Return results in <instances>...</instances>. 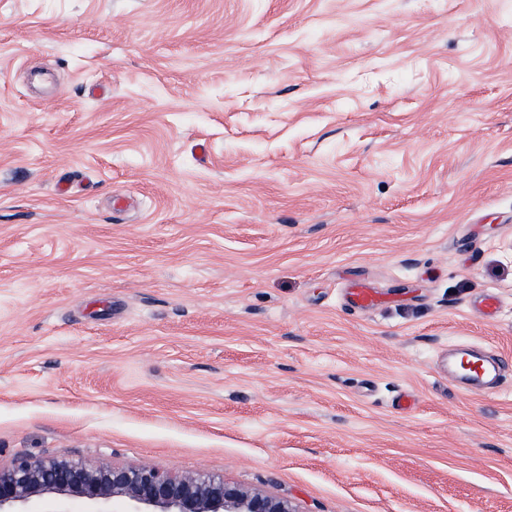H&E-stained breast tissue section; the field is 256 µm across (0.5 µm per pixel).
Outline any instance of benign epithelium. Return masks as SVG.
<instances>
[{"instance_id":"7a95c632","label":"benign epithelium","mask_w":512,"mask_h":512,"mask_svg":"<svg viewBox=\"0 0 512 512\" xmlns=\"http://www.w3.org/2000/svg\"><path fill=\"white\" fill-rule=\"evenodd\" d=\"M55 496L105 512H297L288 499L249 494L222 479L184 476L150 466L116 469L68 459H25L0 469V512L7 505Z\"/></svg>"}]
</instances>
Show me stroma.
Wrapping results in <instances>:
<instances>
[{"label":"stroma","instance_id":"1","mask_svg":"<svg viewBox=\"0 0 512 512\" xmlns=\"http://www.w3.org/2000/svg\"><path fill=\"white\" fill-rule=\"evenodd\" d=\"M29 457L512 512V0H0V467ZM467 362V372H461L459 364ZM454 367L461 372L462 380L479 387L485 384V379L491 371V366L477 354L468 350H460L454 357Z\"/></svg>","mask_w":512,"mask_h":512}]
</instances>
